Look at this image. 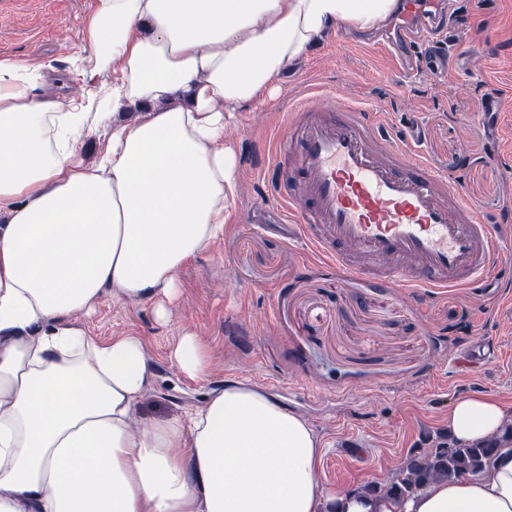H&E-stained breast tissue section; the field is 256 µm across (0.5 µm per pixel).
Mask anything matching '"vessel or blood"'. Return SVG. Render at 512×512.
Instances as JSON below:
<instances>
[{"mask_svg": "<svg viewBox=\"0 0 512 512\" xmlns=\"http://www.w3.org/2000/svg\"><path fill=\"white\" fill-rule=\"evenodd\" d=\"M382 42L397 82L448 70L443 0H395ZM274 201L305 239L358 276L415 290L477 288L507 226L487 223L419 147L382 130L356 99L310 95L276 148Z\"/></svg>", "mask_w": 512, "mask_h": 512, "instance_id": "obj_1", "label": "vessel or blood"}]
</instances>
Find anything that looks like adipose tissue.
<instances>
[{"mask_svg":"<svg viewBox=\"0 0 512 512\" xmlns=\"http://www.w3.org/2000/svg\"><path fill=\"white\" fill-rule=\"evenodd\" d=\"M393 2L96 0L86 37L112 96L67 110L36 95L43 69L0 59V512H512V455L402 502L327 489L306 419L240 382L134 427L143 339L65 323L110 290L175 297L231 217L233 113L331 25H377ZM91 129L109 145L88 164ZM509 422L475 394L447 428L472 444Z\"/></svg>","mask_w":512,"mask_h":512,"instance_id":"obj_1","label":"adipose tissue"}]
</instances>
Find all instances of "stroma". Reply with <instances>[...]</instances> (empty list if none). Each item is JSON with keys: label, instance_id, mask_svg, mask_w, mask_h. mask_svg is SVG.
Masks as SVG:
<instances>
[{"label": "stroma", "instance_id": "stroma-1", "mask_svg": "<svg viewBox=\"0 0 512 512\" xmlns=\"http://www.w3.org/2000/svg\"><path fill=\"white\" fill-rule=\"evenodd\" d=\"M471 30L456 35L449 75L421 70L393 85L380 44L325 36L281 74L278 94L235 112L225 144L237 194L224 235L179 273V295L153 304L104 296L70 326L108 339L139 336L152 376L136 425L205 405L225 382L259 387L303 416L319 437L320 480L339 491L383 484L416 449L445 433L449 407L482 393L512 406V257L495 261L493 288L413 298L350 276L280 223L243 215L272 190V149L297 100L315 90L353 95L395 133L417 130L433 160L481 212L512 200V0H455ZM94 0H0V57L49 68L62 106L112 92L94 72L85 35ZM499 112L485 117L489 96ZM195 336L207 376L183 377L172 353ZM482 355L469 361L466 351Z\"/></svg>", "mask_w": 512, "mask_h": 512}]
</instances>
